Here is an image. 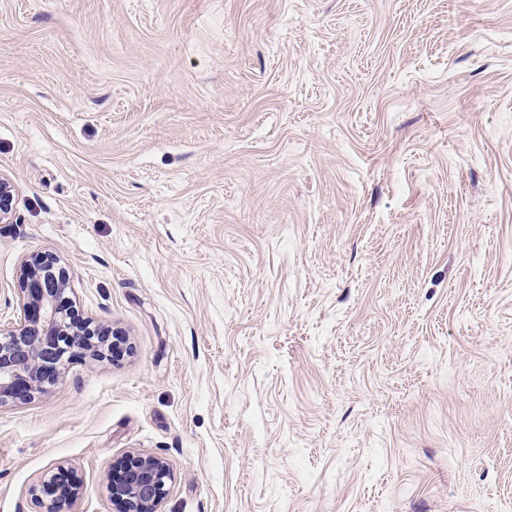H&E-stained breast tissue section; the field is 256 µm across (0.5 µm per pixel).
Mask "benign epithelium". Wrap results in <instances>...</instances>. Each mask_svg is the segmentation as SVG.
Returning <instances> with one entry per match:
<instances>
[{"label": "benign epithelium", "instance_id": "benign-epithelium-1", "mask_svg": "<svg viewBox=\"0 0 512 512\" xmlns=\"http://www.w3.org/2000/svg\"><path fill=\"white\" fill-rule=\"evenodd\" d=\"M13 181L0 173V224L12 223ZM69 279L52 255H37L21 269L19 321L0 328V404L7 399L30 400L43 383L58 378L64 355L74 358L107 356L108 335H99L89 321L70 317L65 297ZM119 475L108 482L112 500L122 512H157L168 493L173 473L158 456L133 453L118 464ZM48 485L55 491L52 512H64L81 494L82 485L70 468H59Z\"/></svg>", "mask_w": 512, "mask_h": 512}]
</instances>
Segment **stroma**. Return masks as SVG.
<instances>
[{"label":"stroma","mask_w":512,"mask_h":512,"mask_svg":"<svg viewBox=\"0 0 512 512\" xmlns=\"http://www.w3.org/2000/svg\"><path fill=\"white\" fill-rule=\"evenodd\" d=\"M0 325L60 260L118 357L0 405V512H512V0H0ZM15 186L13 181L0 173V224H10L12 221V200ZM116 467L119 475L113 478L112 471L108 488L122 512H157L173 479L168 462L158 456L133 453ZM48 485L55 491L51 503L52 512L70 511L69 509L81 494L82 485L75 472L70 468H57L51 475Z\"/></svg>","instance_id":"stroma-1"}]
</instances>
